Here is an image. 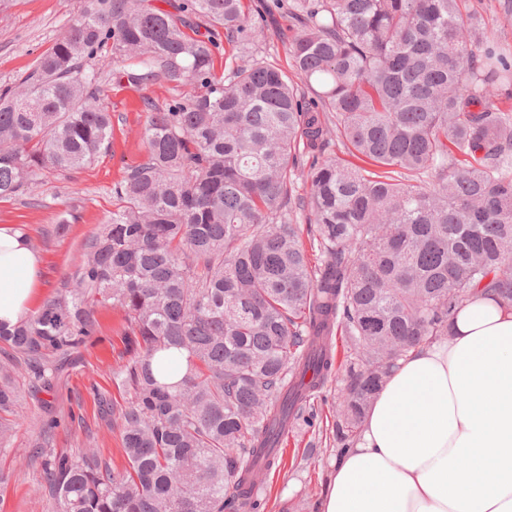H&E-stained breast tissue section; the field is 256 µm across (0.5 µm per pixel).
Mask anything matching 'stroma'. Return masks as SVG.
Masks as SVG:
<instances>
[{
  "label": "stroma",
  "instance_id": "obj_1",
  "mask_svg": "<svg viewBox=\"0 0 512 512\" xmlns=\"http://www.w3.org/2000/svg\"><path fill=\"white\" fill-rule=\"evenodd\" d=\"M83 0H9L0 6V86L14 82L48 50L77 15ZM105 103L112 115V147L91 165L61 175L45 173L36 198L0 199V225L28 235L43 259L39 299L72 281L81 248L112 215L113 186L144 155L142 132L149 114L146 101L165 105L176 97L199 93L193 84L179 87L158 79L144 87L108 82ZM77 208L79 219L65 233L54 230L61 213ZM99 339L82 351L69 374L51 388L23 390L15 412L10 449L0 452V512H53V503L39 485L35 449L94 448L113 470L125 469L122 436L113 424V407L128 398L113 377L128 354L123 317L114 307L100 308ZM314 426L297 424L288 433L283 461L264 474V512H317L326 477L336 458L329 427L336 413V387L328 385L315 401Z\"/></svg>",
  "mask_w": 512,
  "mask_h": 512
}]
</instances>
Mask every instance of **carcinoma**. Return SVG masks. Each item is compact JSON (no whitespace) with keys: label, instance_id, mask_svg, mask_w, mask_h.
Returning a JSON list of instances; mask_svg holds the SVG:
<instances>
[{"label":"carcinoma","instance_id":"obj_1","mask_svg":"<svg viewBox=\"0 0 512 512\" xmlns=\"http://www.w3.org/2000/svg\"><path fill=\"white\" fill-rule=\"evenodd\" d=\"M467 0H265L288 16L291 71L253 50L251 0H84L65 34L0 87V197L33 194L112 145L103 82L203 92L150 105L145 154L74 273L12 330L0 413L25 364L51 387L124 312L127 467L41 449L57 512H243L277 435L336 379L332 436L360 433L409 350L449 335L479 293L512 304V58ZM209 34L187 33L191 22ZM224 31L227 76L214 71ZM142 56V68L125 60ZM351 159H330L331 140ZM301 172L309 190L291 201ZM312 226L310 263L296 211ZM348 346L335 373L332 337ZM156 377L152 362L171 375Z\"/></svg>","mask_w":512,"mask_h":512}]
</instances>
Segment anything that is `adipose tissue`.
<instances>
[{"label":"adipose tissue","instance_id":"adipose-tissue-1","mask_svg":"<svg viewBox=\"0 0 512 512\" xmlns=\"http://www.w3.org/2000/svg\"><path fill=\"white\" fill-rule=\"evenodd\" d=\"M42 258L0 226V327L34 311ZM319 512H512V306L481 295L400 360L337 456Z\"/></svg>","mask_w":512,"mask_h":512}]
</instances>
